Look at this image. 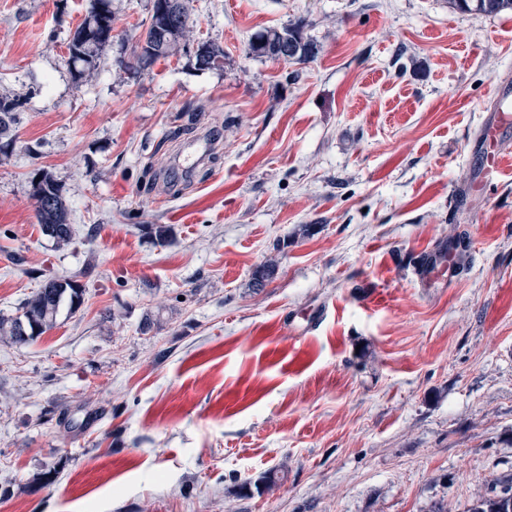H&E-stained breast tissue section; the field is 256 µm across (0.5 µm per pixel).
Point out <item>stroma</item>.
Masks as SVG:
<instances>
[{
  "mask_svg": "<svg viewBox=\"0 0 512 512\" xmlns=\"http://www.w3.org/2000/svg\"><path fill=\"white\" fill-rule=\"evenodd\" d=\"M89 5L0 0V94L20 101L0 316L53 275L86 288L34 341L0 342V512H468L511 484L512 132L494 185H473L512 13L186 0L185 47L136 73L151 0H112L79 83L67 43ZM299 19L309 63L249 55ZM207 41L221 67H198ZM200 137L214 148L186 167ZM40 169L66 188L59 248ZM448 247L451 279H427ZM42 172L45 171L42 170L38 176ZM36 178L33 182L32 197L36 201V218L41 224L43 233L53 239L57 245L70 243L73 228L69 224L66 189L63 182L54 178L49 172H45L41 181H36ZM48 229H52V232L48 233Z\"/></svg>",
  "mask_w": 512,
  "mask_h": 512,
  "instance_id": "stroma-1",
  "label": "stroma"
}]
</instances>
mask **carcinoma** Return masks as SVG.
I'll list each match as a JSON object with an SVG mask.
<instances>
[{
  "mask_svg": "<svg viewBox=\"0 0 512 512\" xmlns=\"http://www.w3.org/2000/svg\"><path fill=\"white\" fill-rule=\"evenodd\" d=\"M454 8L462 12L498 15L512 12V0H449ZM176 12H161L152 9L150 23L135 45L130 70H143L166 59L176 52L180 42L189 32L188 12L184 0H175ZM112 0H90L87 16L76 28L75 38L68 41L69 60L76 66L75 78L82 80L94 74L100 64L105 48L112 42ZM304 23L287 24L279 28H267L252 38L249 51L256 57L276 59L280 48L288 49L285 62L305 64L315 57V45L304 37ZM196 55L197 64L204 68L220 65L224 49L205 42ZM19 100L0 97V154L13 149L10 132L17 122ZM32 197L36 201V218L42 231L58 245L71 242L73 228L69 224L66 189L62 181L45 173L40 181L33 182ZM85 288L75 276L56 277L47 280L24 302L22 314L15 318L0 317V340L10 343H26L44 334L57 321L63 304L69 310L78 308ZM469 512H512V488L499 494L478 500Z\"/></svg>",
  "mask_w": 512,
  "mask_h": 512,
  "instance_id": "cac0c4a2",
  "label": "carcinoma"
}]
</instances>
